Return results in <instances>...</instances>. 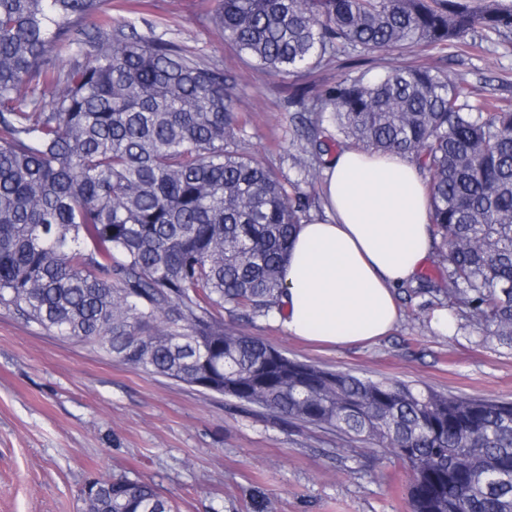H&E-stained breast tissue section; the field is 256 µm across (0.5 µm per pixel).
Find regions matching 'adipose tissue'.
I'll list each match as a JSON object with an SVG mask.
<instances>
[{
    "instance_id": "adipose-tissue-1",
    "label": "adipose tissue",
    "mask_w": 512,
    "mask_h": 512,
    "mask_svg": "<svg viewBox=\"0 0 512 512\" xmlns=\"http://www.w3.org/2000/svg\"><path fill=\"white\" fill-rule=\"evenodd\" d=\"M322 195L324 217L296 228L282 327L335 348L389 335L397 288L433 248L424 181L406 157L345 147L325 168Z\"/></svg>"
}]
</instances>
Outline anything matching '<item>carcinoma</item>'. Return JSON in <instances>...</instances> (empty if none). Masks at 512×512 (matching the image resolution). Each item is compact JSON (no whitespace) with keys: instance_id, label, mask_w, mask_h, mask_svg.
<instances>
[{"instance_id":"cac0c4a2","label":"carcinoma","mask_w":512,"mask_h":512,"mask_svg":"<svg viewBox=\"0 0 512 512\" xmlns=\"http://www.w3.org/2000/svg\"><path fill=\"white\" fill-rule=\"evenodd\" d=\"M241 59L284 82L340 56L480 48L509 0H209ZM112 17L105 0H0V306L149 375L384 449L412 512H512V404L288 357L224 311L283 313L312 204L241 149L237 76ZM50 101H44L45 95ZM301 172L337 147L403 155L447 276L411 290L512 346V98L438 67L294 87ZM85 512H174L148 482L93 477Z\"/></svg>"}]
</instances>
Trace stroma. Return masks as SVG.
<instances>
[{"label": "stroma", "mask_w": 512, "mask_h": 512, "mask_svg": "<svg viewBox=\"0 0 512 512\" xmlns=\"http://www.w3.org/2000/svg\"><path fill=\"white\" fill-rule=\"evenodd\" d=\"M119 2L138 31L154 24L157 36L235 68L250 107L246 150L298 180L284 152L292 124L279 78L243 63L199 0ZM394 65L436 66L512 97V42L494 36L479 52L428 47L362 62L373 76ZM400 310L389 336L341 349L291 338L275 320H224L328 370L512 401V346L459 323L439 330L420 297ZM120 473L152 482L179 512H253L261 501L269 512H411L408 470L368 443L115 363L0 307V512H82L85 482Z\"/></svg>", "instance_id": "1"}]
</instances>
